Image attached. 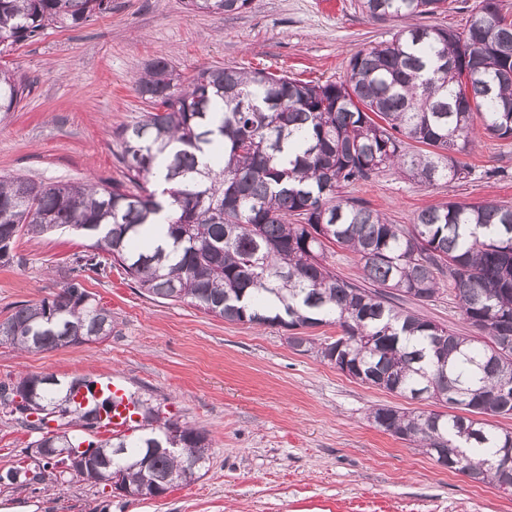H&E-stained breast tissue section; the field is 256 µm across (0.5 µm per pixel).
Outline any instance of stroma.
Returning a JSON list of instances; mask_svg holds the SVG:
<instances>
[{
  "mask_svg": "<svg viewBox=\"0 0 512 512\" xmlns=\"http://www.w3.org/2000/svg\"><path fill=\"white\" fill-rule=\"evenodd\" d=\"M400 27L368 18L358 0H252L229 14L191 11L184 0H112L110 13L83 27L47 29L0 55L30 85L0 122V175L104 187L122 179L115 132L149 110L132 85L150 60H167L184 78L235 66L341 82L353 53ZM466 161L471 172L461 180L425 185L389 168L343 195L406 227L449 201L512 206L511 141L481 137ZM87 243L72 230L19 234L13 261L0 260V322L74 277L111 309L112 336L48 351L0 344V382L121 378L163 417L203 430L209 459L201 478L151 499L75 479L61 492L49 481L0 483V512H512V494L439 466L369 419L378 405L438 412L441 404L356 381L293 349L284 328L150 299L119 268L74 271ZM35 438L0 412V474Z\"/></svg>",
  "mask_w": 512,
  "mask_h": 512,
  "instance_id": "stroma-1",
  "label": "stroma"
}]
</instances>
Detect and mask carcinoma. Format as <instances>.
I'll return each mask as SVG.
<instances>
[{
  "label": "carcinoma",
  "mask_w": 512,
  "mask_h": 512,
  "mask_svg": "<svg viewBox=\"0 0 512 512\" xmlns=\"http://www.w3.org/2000/svg\"><path fill=\"white\" fill-rule=\"evenodd\" d=\"M446 0H360L374 20H401L387 42L352 55L348 81L313 83L265 69L202 67L186 80L164 59L149 62L134 91L152 111L117 132L132 191L119 181L43 183L0 177V259L18 233L72 227L91 241L79 271L121 268L153 300L186 302L229 322L312 328L342 335L299 352L341 360L350 377L408 399H432L450 413L375 407L373 424L424 449L477 483L512 494V432L483 416L512 415V206L443 203L421 210L409 228L391 224L341 189L394 166L419 182L466 178L461 157L477 132L512 139V21L499 0H476L466 28L418 25ZM251 0H185L192 11L227 13ZM112 11V0H0V55L48 27L77 28ZM26 82L0 68V115L15 111ZM481 128H476L475 120ZM209 153L211 162L199 156ZM168 187L147 188L157 164ZM169 214L168 247L152 243L153 217ZM359 258L364 288L330 270L326 247ZM448 282L463 321L461 336L404 306L423 304ZM115 328L112 311L71 279L51 299L22 304L0 322V343L20 351L98 341ZM36 375L0 385L5 408L38 432L39 457L0 475L27 486L58 479L54 453L96 446L92 485L117 476L135 493L163 491L201 477L208 459L202 430L137 402L138 435L91 437L98 408L73 403L76 379L34 387ZM70 412L68 429L49 431L34 411Z\"/></svg>",
  "instance_id": "obj_1"
}]
</instances>
